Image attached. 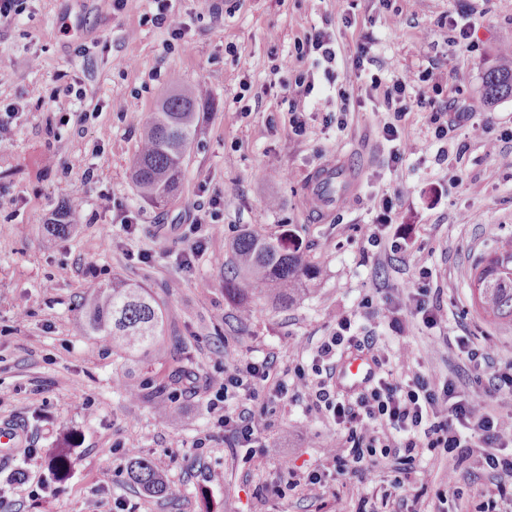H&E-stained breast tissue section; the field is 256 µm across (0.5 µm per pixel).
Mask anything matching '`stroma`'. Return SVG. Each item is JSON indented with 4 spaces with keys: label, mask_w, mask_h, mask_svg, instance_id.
I'll return each instance as SVG.
<instances>
[{
    "label": "stroma",
    "mask_w": 512,
    "mask_h": 512,
    "mask_svg": "<svg viewBox=\"0 0 512 512\" xmlns=\"http://www.w3.org/2000/svg\"><path fill=\"white\" fill-rule=\"evenodd\" d=\"M175 8L185 26L177 41L141 24L154 0L122 9L115 0H25L20 14L0 18V125L9 132L0 143V421L25 428L14 460L0 465V512H356L362 497L379 512H439L436 491L450 480L461 512H483L474 491L491 484L479 451L453 476L446 462H416L411 480L422 494L403 505L384 499L400 468L394 453L368 476L280 496L271 488L285 470L328 466L338 428L309 407L316 374L300 386L294 369L311 364L334 316L373 337L390 369L453 380L464 395L483 393L488 375L450 338L468 334L494 370L512 373V323L488 322L470 288L475 259L512 239V97L490 102L484 93L486 74L512 63V0H176ZM452 17L474 21L473 50L453 47ZM316 28L334 41V62L303 51ZM364 42L372 62L361 74L352 59ZM301 71L313 77L312 93L296 84ZM422 72L431 90L394 122L383 87ZM197 81L210 98L184 178L166 205L145 203L131 181L141 127L176 84ZM301 97L308 110L297 134L290 105ZM435 112L448 124L441 139ZM391 122L394 142L382 132ZM330 163L350 172L352 189L322 214L307 189ZM87 170L94 178L85 184ZM103 194L110 209L99 206ZM387 196L389 227L377 221ZM64 206L74 224L57 237L47 224ZM245 227L290 232L322 275L293 305L256 297L241 321L224 297V270ZM373 234L380 246L369 244ZM422 266L436 273L448 325L413 321L395 331L388 312L405 304ZM117 277L149 287L168 335L190 345L195 378L176 389L177 422L116 388L128 371L157 383L161 363L127 364L83 330L84 297ZM271 356L288 399L252 400L264 422L253 448L234 447L207 410L210 378ZM59 448L71 461L62 477L52 466ZM134 452L173 496L150 497L129 482Z\"/></svg>",
    "instance_id": "35a3bbf8"
}]
</instances>
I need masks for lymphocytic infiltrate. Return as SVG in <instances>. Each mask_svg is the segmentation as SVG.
Listing matches in <instances>:
<instances>
[{"instance_id": "f902f5d3", "label": "lymphocytic infiltrate", "mask_w": 512, "mask_h": 512, "mask_svg": "<svg viewBox=\"0 0 512 512\" xmlns=\"http://www.w3.org/2000/svg\"><path fill=\"white\" fill-rule=\"evenodd\" d=\"M432 279L430 268H419L403 316L421 320L427 328L435 329L447 323L448 315L430 298ZM335 322V333L319 346L311 368H296L297 379H304L307 371L317 372L323 364L332 363L344 346L357 343L375 348L372 337L359 340L353 336L349 317L338 316ZM211 386L215 395L209 401V412L216 414L218 423L242 447L252 443L263 414L246 407L237 412L229 410L225 406L228 398H253L260 387L267 389L270 398L288 397L287 384L275 377L274 366L268 361L249 363L215 377ZM309 402L311 408L329 412L346 431L329 455L336 474L350 470L369 472L376 455L390 454V444L376 434L375 425L382 422L402 435V446L411 462L428 450L460 463L474 448H485L484 461L498 494L512 493V455L507 452L512 443L506 438L512 431V422L496 416L479 396H460L455 383L438 387L423 373L406 367L397 373H381L352 401L340 397L329 385L318 384L310 392Z\"/></svg>"}]
</instances>
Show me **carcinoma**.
Listing matches in <instances>:
<instances>
[{
    "label": "carcinoma",
    "instance_id": "1",
    "mask_svg": "<svg viewBox=\"0 0 512 512\" xmlns=\"http://www.w3.org/2000/svg\"><path fill=\"white\" fill-rule=\"evenodd\" d=\"M485 94L491 100L512 96V66L487 74ZM207 97L208 90L197 84L181 86L172 90L149 117L132 167V183L140 198L162 204L177 187L183 175V158L196 133L197 112ZM73 221V212L62 210L51 222L52 231L64 234ZM232 253L233 266L224 273V296L236 305L241 321L253 315L256 295L263 293L273 302L286 304L306 283L321 276V267L308 262L299 242L287 233L269 237L244 228L232 243ZM471 290L485 317L512 322V240L475 262ZM166 322L163 307L137 282L116 278L112 286L98 288L86 298V334L112 341V349L138 363H151L167 353L166 372L157 390L149 391L136 380L122 377L118 389L129 401H153L157 394L193 376L187 342L166 335ZM127 475L151 497L173 495L169 484L146 459L132 458Z\"/></svg>",
    "mask_w": 512,
    "mask_h": 512
}]
</instances>
